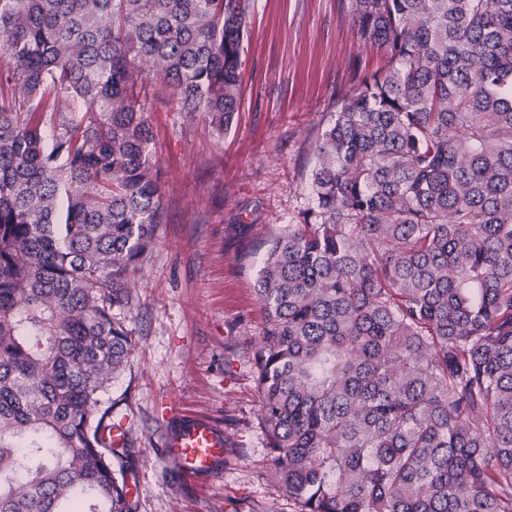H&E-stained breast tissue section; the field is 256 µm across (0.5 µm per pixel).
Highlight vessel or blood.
Instances as JSON below:
<instances>
[{
	"label": "vessel or blood",
	"mask_w": 512,
	"mask_h": 512,
	"mask_svg": "<svg viewBox=\"0 0 512 512\" xmlns=\"http://www.w3.org/2000/svg\"><path fill=\"white\" fill-rule=\"evenodd\" d=\"M164 441L167 458L190 476L215 474L228 453L222 431L200 420L171 429Z\"/></svg>",
	"instance_id": "1"
}]
</instances>
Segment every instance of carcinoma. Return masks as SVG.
Segmentation results:
<instances>
[{
	"instance_id": "carcinoma-1",
	"label": "carcinoma",
	"mask_w": 512,
	"mask_h": 512,
	"mask_svg": "<svg viewBox=\"0 0 512 512\" xmlns=\"http://www.w3.org/2000/svg\"><path fill=\"white\" fill-rule=\"evenodd\" d=\"M384 64L264 240L253 353L295 512H512V0H348ZM249 0H0V512H137L101 393L163 221L155 82L221 137Z\"/></svg>"
}]
</instances>
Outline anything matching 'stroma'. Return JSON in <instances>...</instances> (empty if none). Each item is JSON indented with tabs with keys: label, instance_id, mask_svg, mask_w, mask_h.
<instances>
[{
	"label": "stroma",
	"instance_id": "stroma-1",
	"mask_svg": "<svg viewBox=\"0 0 512 512\" xmlns=\"http://www.w3.org/2000/svg\"><path fill=\"white\" fill-rule=\"evenodd\" d=\"M243 92L226 136L167 98L152 126L165 218L122 310L129 361L102 396L130 442L137 512H293L266 473L251 357L264 324L253 289L273 231L308 206L314 143L376 65L346 0H250ZM176 413H169V406ZM202 418L230 444L222 470L191 481L165 456L177 419Z\"/></svg>",
	"mask_w": 512,
	"mask_h": 512
}]
</instances>
